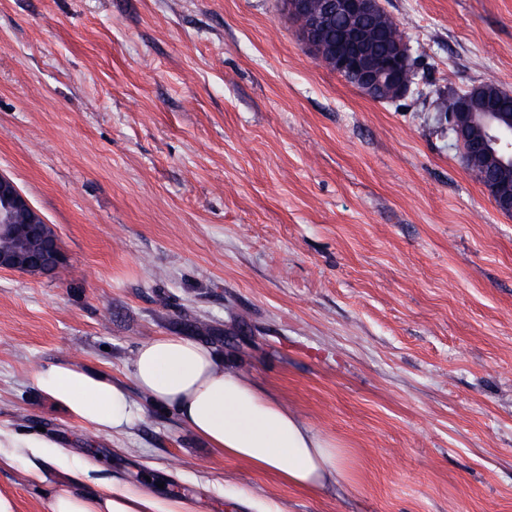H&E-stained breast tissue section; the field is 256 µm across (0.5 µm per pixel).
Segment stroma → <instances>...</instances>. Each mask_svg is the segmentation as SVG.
Instances as JSON below:
<instances>
[{"label":"stroma","mask_w":512,"mask_h":512,"mask_svg":"<svg viewBox=\"0 0 512 512\" xmlns=\"http://www.w3.org/2000/svg\"><path fill=\"white\" fill-rule=\"evenodd\" d=\"M419 88L379 102L318 62L281 0H0V173L69 259L0 271V494L51 512L101 479L243 512H512V215L434 102L512 94V0H381ZM335 442L307 492L218 456L142 401L109 436L44 399L73 362L130 383L138 347L191 336ZM42 469L43 481L31 479Z\"/></svg>","instance_id":"35a3bbf8"}]
</instances>
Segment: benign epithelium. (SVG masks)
<instances>
[{
  "mask_svg": "<svg viewBox=\"0 0 512 512\" xmlns=\"http://www.w3.org/2000/svg\"><path fill=\"white\" fill-rule=\"evenodd\" d=\"M381 8L380 0H324L322 9L311 8L310 0H285L284 10L293 20L299 37L340 77L354 82L367 95L398 99L412 82L405 78L413 68L410 48L397 43L382 56L375 53L374 33L365 20ZM339 19L345 21L344 38L336 45L324 42L321 31ZM451 127L469 163L482 159L490 165L483 187L500 212L512 214V192L499 173L512 169V114L497 112L487 99L467 95L459 111L448 113ZM49 224L27 196L8 176L0 174V235L15 239V251L0 254V269L48 275L68 266V258Z\"/></svg>",
  "mask_w": 512,
  "mask_h": 512,
  "instance_id": "1",
  "label": "benign epithelium"
}]
</instances>
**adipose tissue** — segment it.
<instances>
[{
  "mask_svg": "<svg viewBox=\"0 0 512 512\" xmlns=\"http://www.w3.org/2000/svg\"><path fill=\"white\" fill-rule=\"evenodd\" d=\"M130 377L142 395L175 409L183 424L224 459L298 490L323 489L342 477L334 443L193 339L166 335L143 343ZM38 390L72 420L106 434L122 433L142 414L124 384L75 363L63 362L41 374ZM51 512L194 510L190 502L166 501L112 481L98 483L91 493L56 494Z\"/></svg>",
  "mask_w": 512,
  "mask_h": 512,
  "instance_id": "obj_1",
  "label": "adipose tissue"
}]
</instances>
